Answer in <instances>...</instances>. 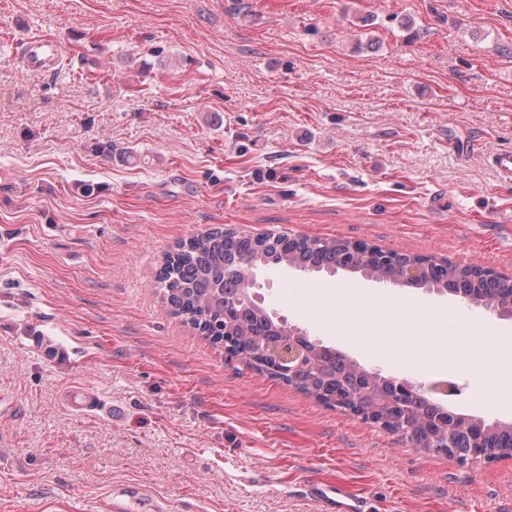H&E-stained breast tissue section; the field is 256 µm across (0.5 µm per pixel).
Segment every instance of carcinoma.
I'll return each mask as SVG.
<instances>
[{"instance_id": "carcinoma-1", "label": "carcinoma", "mask_w": 512, "mask_h": 512, "mask_svg": "<svg viewBox=\"0 0 512 512\" xmlns=\"http://www.w3.org/2000/svg\"><path fill=\"white\" fill-rule=\"evenodd\" d=\"M417 256L379 251L354 254L338 239L267 235L253 237L234 229H209L168 254L157 282L174 315L248 367L265 372L319 402L382 426L413 446L453 460L495 461L512 457V423H487L461 413L444 412L443 405L400 390L389 375H372L308 336L299 338L306 351L302 367L292 376L278 370L269 351L288 341L284 327L261 305L245 300L238 286L240 272L292 266L299 270L362 273L395 282ZM461 300L488 310H512V279L478 267L432 262L424 266L417 286L458 293Z\"/></svg>"}]
</instances>
